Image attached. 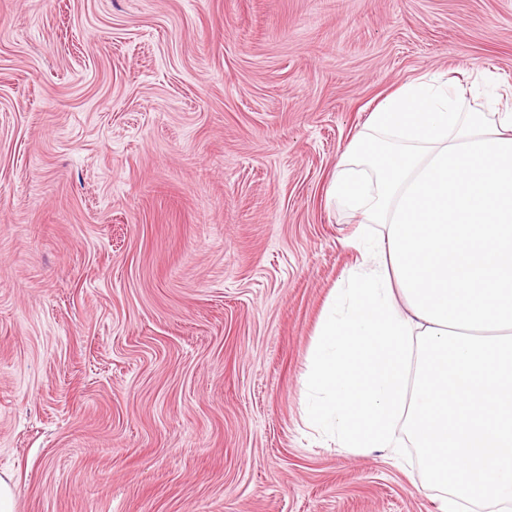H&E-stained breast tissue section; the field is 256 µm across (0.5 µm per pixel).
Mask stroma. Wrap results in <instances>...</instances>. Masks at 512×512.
Listing matches in <instances>:
<instances>
[{"label":"stroma","mask_w":512,"mask_h":512,"mask_svg":"<svg viewBox=\"0 0 512 512\" xmlns=\"http://www.w3.org/2000/svg\"><path fill=\"white\" fill-rule=\"evenodd\" d=\"M433 74L512 102V0H0L14 512H438L302 404L357 259L326 184Z\"/></svg>","instance_id":"stroma-1"}]
</instances>
